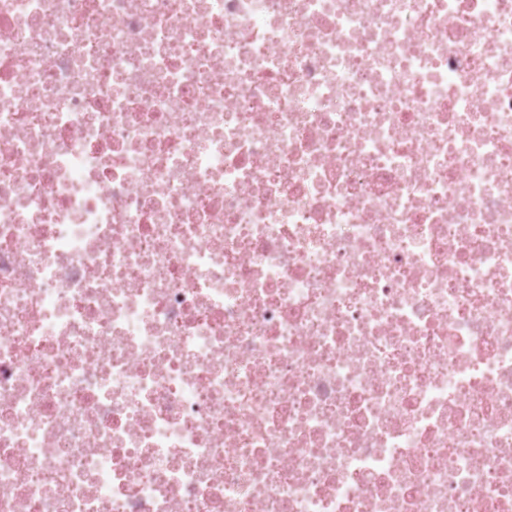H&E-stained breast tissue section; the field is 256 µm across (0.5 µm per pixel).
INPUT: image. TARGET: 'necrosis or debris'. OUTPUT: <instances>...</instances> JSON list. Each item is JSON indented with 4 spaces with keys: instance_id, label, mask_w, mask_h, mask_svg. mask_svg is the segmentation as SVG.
Masks as SVG:
<instances>
[{
    "instance_id": "4bbe7bcc",
    "label": "necrosis or debris",
    "mask_w": 512,
    "mask_h": 512,
    "mask_svg": "<svg viewBox=\"0 0 512 512\" xmlns=\"http://www.w3.org/2000/svg\"><path fill=\"white\" fill-rule=\"evenodd\" d=\"M0 512H512V0H0Z\"/></svg>"
}]
</instances>
